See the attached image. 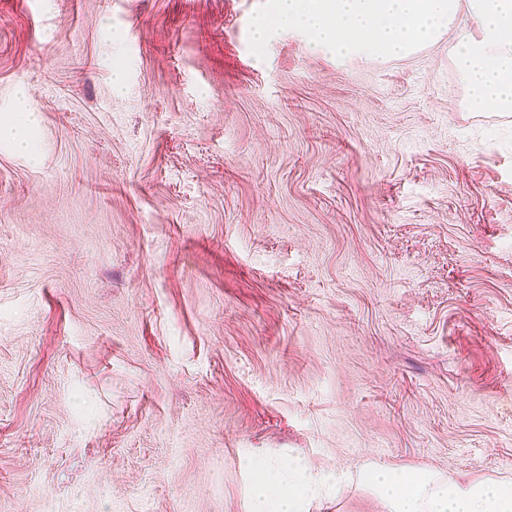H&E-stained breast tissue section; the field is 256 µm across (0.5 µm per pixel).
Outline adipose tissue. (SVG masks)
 Returning <instances> with one entry per match:
<instances>
[{
	"instance_id": "ef3b65f1",
	"label": "adipose tissue",
	"mask_w": 512,
	"mask_h": 512,
	"mask_svg": "<svg viewBox=\"0 0 512 512\" xmlns=\"http://www.w3.org/2000/svg\"><path fill=\"white\" fill-rule=\"evenodd\" d=\"M305 35L340 58L380 61L447 41L471 108H512V0H274L254 25L256 45L272 31ZM249 512H305L323 477L299 462L287 472L258 464ZM359 477L387 512H512V483L459 482L406 466H364Z\"/></svg>"
}]
</instances>
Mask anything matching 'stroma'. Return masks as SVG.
<instances>
[{
	"mask_svg": "<svg viewBox=\"0 0 512 512\" xmlns=\"http://www.w3.org/2000/svg\"><path fill=\"white\" fill-rule=\"evenodd\" d=\"M271 7L0 0V512H248L250 457L512 482V110L444 41L255 48ZM14 112L20 115L21 121L6 125L1 124L0 139L11 140L17 148L29 152L31 151V144L26 138L24 131L27 127H31L35 124L36 115L31 109L28 99L23 94L17 98Z\"/></svg>",
	"mask_w": 512,
	"mask_h": 512,
	"instance_id": "stroma-1",
	"label": "stroma"
}]
</instances>
